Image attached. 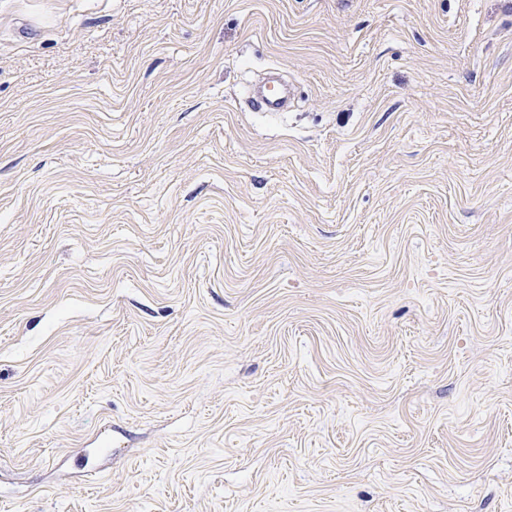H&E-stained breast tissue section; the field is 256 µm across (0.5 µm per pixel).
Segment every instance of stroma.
Returning a JSON list of instances; mask_svg holds the SVG:
<instances>
[{"mask_svg":"<svg viewBox=\"0 0 512 512\" xmlns=\"http://www.w3.org/2000/svg\"><path fill=\"white\" fill-rule=\"evenodd\" d=\"M0 512H512V0H0Z\"/></svg>","mask_w":512,"mask_h":512,"instance_id":"35a3bbf8","label":"stroma"}]
</instances>
